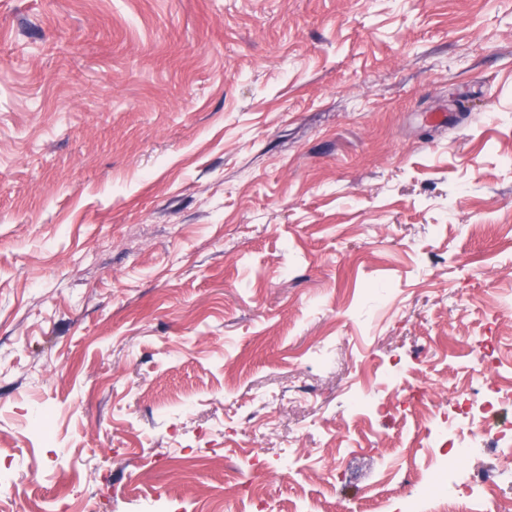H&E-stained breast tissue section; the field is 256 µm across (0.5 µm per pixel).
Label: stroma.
Masks as SVG:
<instances>
[{
  "label": "stroma",
  "instance_id": "stroma-1",
  "mask_svg": "<svg viewBox=\"0 0 512 512\" xmlns=\"http://www.w3.org/2000/svg\"><path fill=\"white\" fill-rule=\"evenodd\" d=\"M489 342L512 362V0H0V512H373L434 457L407 398L446 414ZM392 359L401 400L349 417ZM29 433L31 438L38 439L42 444L54 442V437L45 429L49 412L41 406H35L28 411Z\"/></svg>",
  "mask_w": 512,
  "mask_h": 512
}]
</instances>
